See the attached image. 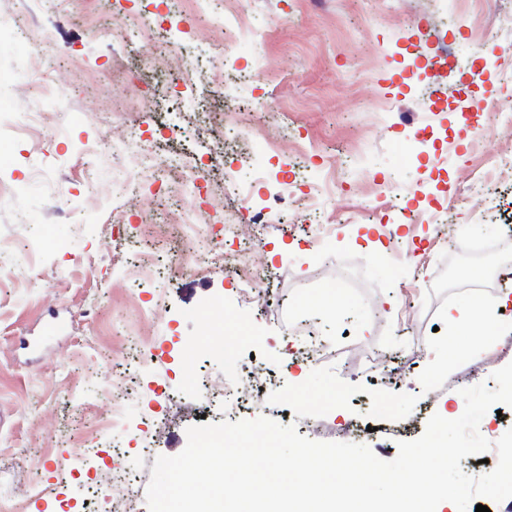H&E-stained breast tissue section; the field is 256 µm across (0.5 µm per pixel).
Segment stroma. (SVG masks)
Listing matches in <instances>:
<instances>
[{
	"instance_id": "obj_1",
	"label": "stroma",
	"mask_w": 512,
	"mask_h": 512,
	"mask_svg": "<svg viewBox=\"0 0 512 512\" xmlns=\"http://www.w3.org/2000/svg\"><path fill=\"white\" fill-rule=\"evenodd\" d=\"M14 12L20 34L0 37V512H60L106 448L122 449L112 467L145 499L156 457L224 419L223 398L190 387L199 372L228 383L256 366L263 399L241 419L314 440L382 423L368 446L389 461L432 415L463 413L462 387L512 362H486L475 329L448 320L453 270L485 286L458 304L507 298L498 332L512 336V183L486 180L503 133L473 110L488 99L512 114V0H16ZM172 39L181 51L162 63ZM269 98L273 113L255 111ZM106 132L122 145L111 157L95 147ZM190 156L209 189L187 177ZM266 209L281 223H258ZM190 210L235 223L224 251L256 267L259 297L217 256L171 267L187 242L170 218ZM465 237L494 249L470 257ZM227 321L239 337L219 354ZM311 336L314 365L299 357ZM410 356L409 379L377 391ZM116 400L122 424L100 428Z\"/></svg>"
}]
</instances>
